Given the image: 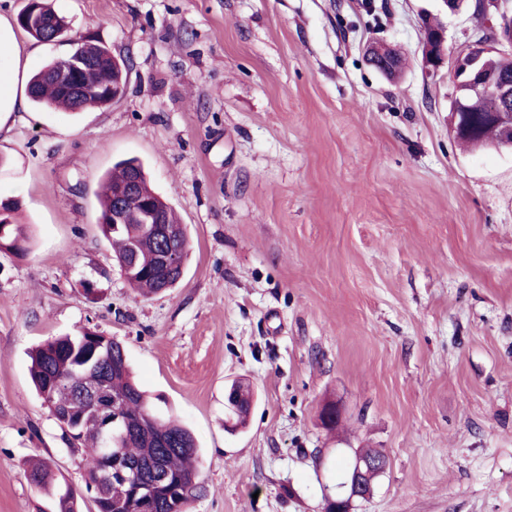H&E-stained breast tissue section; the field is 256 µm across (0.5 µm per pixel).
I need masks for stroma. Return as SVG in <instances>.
Instances as JSON below:
<instances>
[{
	"label": "stroma",
	"mask_w": 512,
	"mask_h": 512,
	"mask_svg": "<svg viewBox=\"0 0 512 512\" xmlns=\"http://www.w3.org/2000/svg\"><path fill=\"white\" fill-rule=\"evenodd\" d=\"M52 3L72 38L19 33L29 70L87 37L132 66L109 107L28 103L0 135L32 237L0 252V512H54L31 458L95 512L88 450L29 375L35 346L81 327L120 341L153 412L194 434L187 512H324L353 448L388 459L353 512H512V151L464 148L448 67L422 65V15L451 57L482 19L443 0ZM373 42L400 51L399 78L367 64ZM128 158L189 239L179 283L148 298L97 224ZM238 380L256 398L231 431ZM28 477L32 484L50 491L55 486V476L50 466L44 462H32L27 468Z\"/></svg>",
	"instance_id": "1"
}]
</instances>
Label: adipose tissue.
Listing matches in <instances>:
<instances>
[{
    "instance_id": "adipose-tissue-1",
    "label": "adipose tissue",
    "mask_w": 512,
    "mask_h": 512,
    "mask_svg": "<svg viewBox=\"0 0 512 512\" xmlns=\"http://www.w3.org/2000/svg\"><path fill=\"white\" fill-rule=\"evenodd\" d=\"M7 59V66H0V131L4 130L14 112L24 104L28 84V69L22 65L15 29L0 11V59Z\"/></svg>"
}]
</instances>
